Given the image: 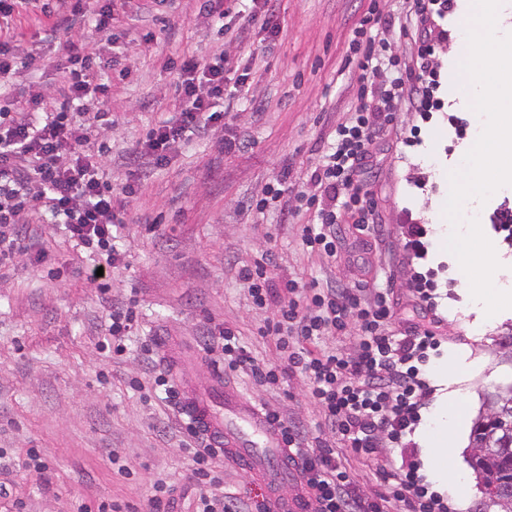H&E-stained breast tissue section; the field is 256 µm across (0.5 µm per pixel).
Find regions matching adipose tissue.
Wrapping results in <instances>:
<instances>
[{
	"mask_svg": "<svg viewBox=\"0 0 512 512\" xmlns=\"http://www.w3.org/2000/svg\"><path fill=\"white\" fill-rule=\"evenodd\" d=\"M469 370L463 357L452 355L441 361L436 368L440 387L436 412L432 425L419 436L423 447L436 449L431 466L439 485L458 489L464 482L463 473L448 463V435L460 432L464 425V400L461 386L467 380Z\"/></svg>",
	"mask_w": 512,
	"mask_h": 512,
	"instance_id": "obj_1",
	"label": "adipose tissue"
}]
</instances>
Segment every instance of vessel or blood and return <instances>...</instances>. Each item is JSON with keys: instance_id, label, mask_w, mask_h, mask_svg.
I'll list each match as a JSON object with an SVG mask.
<instances>
[{"instance_id": "vessel-or-blood-1", "label": "vessel or blood", "mask_w": 512, "mask_h": 512, "mask_svg": "<svg viewBox=\"0 0 512 512\" xmlns=\"http://www.w3.org/2000/svg\"><path fill=\"white\" fill-rule=\"evenodd\" d=\"M184 413L212 447L232 455L263 484L272 512H311L307 496L288 489L294 466L279 432L257 404L226 387L223 375H213L205 392L191 393Z\"/></svg>"}]
</instances>
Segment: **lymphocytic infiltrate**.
I'll list each match as a JSON object with an SVG mask.
<instances>
[{
    "label": "lymphocytic infiltrate",
    "instance_id": "1",
    "mask_svg": "<svg viewBox=\"0 0 512 512\" xmlns=\"http://www.w3.org/2000/svg\"><path fill=\"white\" fill-rule=\"evenodd\" d=\"M30 2L0 0V85L9 83L26 65L11 42L14 25L26 17ZM453 9L454 0H412L400 32L412 38L415 52L409 63L399 67H387L381 46L366 38L364 26L355 27L350 49L360 76L354 86V107L309 176L322 204L314 222L302 230L307 247L335 255L336 226L345 216L363 230L379 224L378 203L366 190L361 172L396 112L405 108L426 119L440 110L438 73L432 61L434 24ZM63 49L68 65L52 100L25 91L9 109L0 111V269L21 256L35 263L46 258V251L26 233L41 212L49 214L75 246L100 256L106 267L114 269L124 262L125 253L115 243L122 219L112 186L99 160L87 150L92 125L78 117L86 100L104 92V84L94 77L108 63L77 38L66 40ZM166 64L179 74V116L152 128L139 149L158 167L168 163L187 133L205 131L222 121L215 103L226 96L223 54L205 62L170 58ZM427 236L425 225L400 227L419 315L406 319L399 333L390 329L395 315L393 289L306 290L295 281L283 284L278 317L261 329L263 335L276 337L288 368L308 379L324 427L339 445L372 462L383 481L381 490L361 493L333 448L301 447L297 425L269 413L311 495L313 512H390L400 505L407 512H450L447 499L431 491L414 464L397 465L389 456L390 449L406 447L421 420L427 386L420 364L435 347L436 331L443 322L435 285L423 271ZM349 329L354 332V353L307 348L308 342ZM210 334L221 340L229 369L246 368L260 383L279 385L283 371L256 363L239 344L234 329L217 325ZM185 433V449L196 473L207 480L199 488L195 512H240L218 493L220 479L210 473L217 451L204 445L193 426H186Z\"/></svg>",
    "mask_w": 512,
    "mask_h": 512
}]
</instances>
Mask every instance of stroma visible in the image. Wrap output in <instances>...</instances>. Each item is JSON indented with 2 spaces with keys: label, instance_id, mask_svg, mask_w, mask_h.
I'll return each instance as SVG.
<instances>
[{
  "label": "stroma",
  "instance_id": "1",
  "mask_svg": "<svg viewBox=\"0 0 512 512\" xmlns=\"http://www.w3.org/2000/svg\"><path fill=\"white\" fill-rule=\"evenodd\" d=\"M268 15L280 26L269 36L261 20L228 13L223 23L199 15L195 0H173L167 28L154 25L127 6L116 7L117 41L99 33L92 20L80 34L90 51L112 60V86L103 102L91 141L106 144L103 160L114 188L127 179L141 182L137 198L125 201L120 242L122 268L98 278L92 260L65 240L49 218L30 227L44 241L48 256L40 264L20 259L0 275V512H67L78 498L118 500L145 512L158 486L174 487L173 512H192L194 463L184 451L182 417L147 395L143 383L163 368L164 340L172 338L186 365L182 382L205 390L209 377L224 368V353L211 345L207 330L221 324L236 329L258 363L279 361L275 337L258 330L274 318L277 301L259 307L238 278L244 265L266 264L270 283L284 281L335 288L393 286L401 311H410L411 274L398 229L405 216L437 227L429 213L448 194V161L464 146L454 122L472 125L471 111L445 105L429 120L397 113L402 134L418 129L414 146L387 137L375 150L364 182L378 202L382 225L365 234L354 224L338 225L335 257L307 249L302 228L313 219L308 176L317 166L336 126L349 116L352 86L360 71L347 55L355 24L369 8L391 18L387 55L398 60L406 46L397 25L405 19L404 0H268ZM465 16L455 8L449 36L434 45L439 73L437 95L448 96V70L457 67ZM153 41H146V33ZM15 46L33 56L15 84L0 94H17L33 85L52 98L63 64L59 53L67 32L50 33L36 23L18 24ZM224 55V72L238 83L223 124L186 137L161 168L137 161L139 141L155 125L175 119L179 110L178 74L168 57L208 59ZM242 140L225 152L230 135ZM287 175L288 202L280 209L251 210L273 178ZM512 207V186L481 205V228L497 258L512 256V241L495 232L493 218ZM157 223L155 234L143 227ZM428 265L448 318L439 330L441 346L425 365L434 376L440 360L470 353L479 369L469 382L466 418L474 420L488 393L512 383V359L500 346L512 334V309L478 324L461 295L459 282L437 243H430ZM134 303L139 322L127 350L113 358L100 342L109 323V302ZM247 400L275 411L299 428L303 446L335 445L321 426L304 375L286 376L280 388L261 386L250 372L228 375ZM45 461L44 472L26 470L29 450ZM119 464H112L110 450ZM224 493L246 504L263 494L253 476L230 457L218 460Z\"/></svg>",
  "mask_w": 512,
  "mask_h": 512
}]
</instances>
